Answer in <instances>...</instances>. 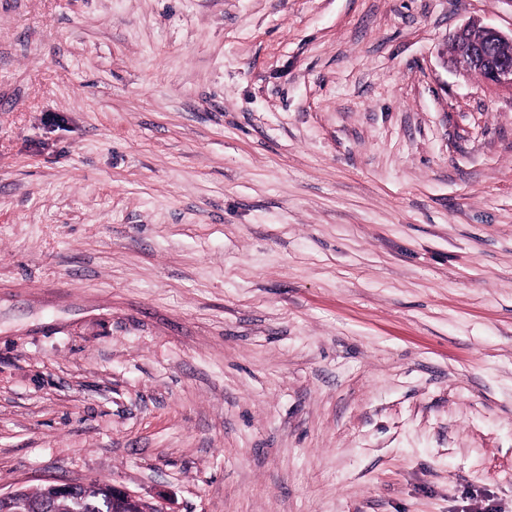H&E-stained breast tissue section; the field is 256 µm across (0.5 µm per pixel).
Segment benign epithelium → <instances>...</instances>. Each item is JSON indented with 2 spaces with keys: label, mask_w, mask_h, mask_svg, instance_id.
Listing matches in <instances>:
<instances>
[{
  "label": "benign epithelium",
  "mask_w": 512,
  "mask_h": 512,
  "mask_svg": "<svg viewBox=\"0 0 512 512\" xmlns=\"http://www.w3.org/2000/svg\"><path fill=\"white\" fill-rule=\"evenodd\" d=\"M450 39L456 44L451 60L464 74H478L495 90L512 94V34L471 20L457 29ZM112 491V505L126 512H166L159 505L150 506L128 488L106 483Z\"/></svg>",
  "instance_id": "obj_1"
}]
</instances>
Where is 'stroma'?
Instances as JSON below:
<instances>
[{
  "label": "stroma",
  "mask_w": 512,
  "mask_h": 512,
  "mask_svg": "<svg viewBox=\"0 0 512 512\" xmlns=\"http://www.w3.org/2000/svg\"><path fill=\"white\" fill-rule=\"evenodd\" d=\"M512 0H0V493L512 512ZM449 39L457 46L451 52V60L460 72L478 74L487 86L512 95V32L506 35L479 20H471ZM487 41L497 46V54L489 55L481 50Z\"/></svg>",
  "instance_id": "1"
}]
</instances>
